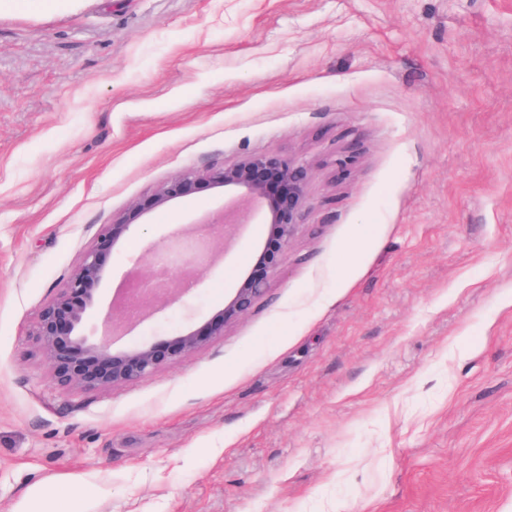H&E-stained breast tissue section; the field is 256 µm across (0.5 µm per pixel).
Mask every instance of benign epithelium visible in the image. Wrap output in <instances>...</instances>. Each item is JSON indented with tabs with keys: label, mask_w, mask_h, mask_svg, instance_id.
Wrapping results in <instances>:
<instances>
[{
	"label": "benign epithelium",
	"mask_w": 512,
	"mask_h": 512,
	"mask_svg": "<svg viewBox=\"0 0 512 512\" xmlns=\"http://www.w3.org/2000/svg\"><path fill=\"white\" fill-rule=\"evenodd\" d=\"M309 164L276 153L245 157L222 168L177 175L135 204L128 214L101 228L96 242L88 248L71 272L66 287L39 311L30 333L36 354L62 388L109 391L150 377L201 349L224 329L246 316L264 294L268 272L277 268L296 238L301 219L308 209ZM205 186L218 194L233 196L246 208L230 209L212 218L208 227L221 230L220 239L229 243L241 226L260 214L262 223L275 230L254 253V265L242 274L224 306L216 309L200 329L184 328L161 341H144L116 349L109 340L92 332L98 313L102 285L110 272L105 259L121 249L132 236L133 227L145 216L171 204L186 201ZM215 236H189L175 231L163 244L147 248L153 263L150 277L135 281L136 293L123 308L125 314L148 308L158 311L176 299L173 289L164 287L173 267L197 261L212 253Z\"/></svg>",
	"instance_id": "benign-epithelium-1"
}]
</instances>
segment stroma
I'll return each instance as SVG.
<instances>
[{
  "instance_id": "obj_1",
  "label": "stroma",
  "mask_w": 512,
  "mask_h": 512,
  "mask_svg": "<svg viewBox=\"0 0 512 512\" xmlns=\"http://www.w3.org/2000/svg\"><path fill=\"white\" fill-rule=\"evenodd\" d=\"M264 153L313 175L251 311L151 377L53 384L28 334L102 225ZM224 204L200 190L108 255L97 335L165 339L223 305L267 225L181 303L133 326L112 307L147 240ZM59 478L93 512H512V0L0 11V512Z\"/></svg>"
}]
</instances>
